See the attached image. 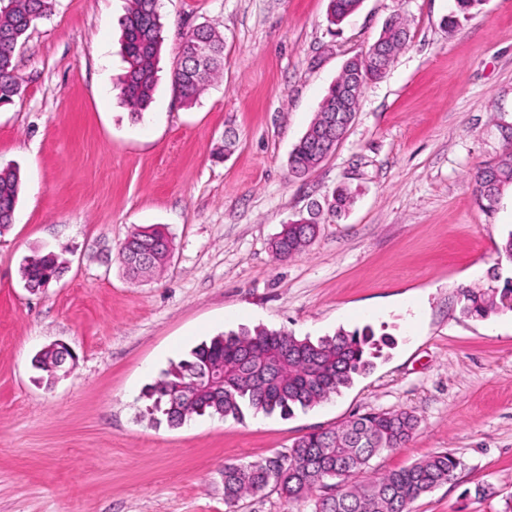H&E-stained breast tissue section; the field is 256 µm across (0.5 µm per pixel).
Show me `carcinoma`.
<instances>
[{
    "instance_id": "carcinoma-1",
    "label": "carcinoma",
    "mask_w": 512,
    "mask_h": 512,
    "mask_svg": "<svg viewBox=\"0 0 512 512\" xmlns=\"http://www.w3.org/2000/svg\"><path fill=\"white\" fill-rule=\"evenodd\" d=\"M123 50L127 69L120 96L132 113L142 114L153 99L156 62L164 43V25L159 0H128ZM363 0H330L329 22L340 25L362 5ZM55 0H0V106L14 103L20 86L14 74L15 59L28 30L49 16ZM409 40L408 26L400 17L390 21L375 41L392 63ZM224 69V37L209 26L186 34L179 47V62L172 86L180 102L195 105ZM364 83L385 76L378 67H367L357 57L348 59L330 85L314 120L289 158L291 172L302 176L318 166L336 147V137L326 134L329 115L336 106V92L353 74ZM502 154L479 169L475 195L486 211L493 210L501 193L512 187V137L503 136ZM20 192L19 170L0 167V227L12 221ZM354 192L340 185L325 204L313 203L307 215L283 225L271 244L280 259L304 251L315 238L323 212L336 217L348 211ZM133 240L121 251L127 271L140 276L161 267L160 258L145 263L138 259L152 242L164 238V230L151 225L131 234ZM53 268L43 254L24 262L21 276L36 280ZM462 314L485 318L502 309H512V280L503 288H466L462 291ZM394 345L386 333L366 325L352 332L339 329L317 341L300 339L286 330L265 326L241 327L203 342L189 356L171 364L148 387L143 397L150 401L149 414H161L168 425L184 424L195 416L240 419L244 411L290 418L330 399L356 379L368 375L384 350ZM56 351L46 350L34 359L41 379L52 383L50 367ZM213 369L224 371V386L209 384ZM417 416L407 410L370 411L345 423L309 432L300 437L287 455L248 463L224 464V504L236 512L246 497L271 487L288 502L319 493L315 512H409L410 505L436 487L456 477L460 461L450 452H437L404 467L385 471L364 482L356 477L370 467L373 458L401 449L418 428Z\"/></svg>"
}]
</instances>
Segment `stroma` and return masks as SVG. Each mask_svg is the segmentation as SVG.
<instances>
[{"label":"stroma","instance_id":"stroma-1","mask_svg":"<svg viewBox=\"0 0 512 512\" xmlns=\"http://www.w3.org/2000/svg\"><path fill=\"white\" fill-rule=\"evenodd\" d=\"M329 0H160L165 44L150 107L119 98L128 0H55L15 59L22 94L0 108V167L19 168L0 229V512H226L224 465L288 453L304 434L367 411L419 427L369 476L450 451L452 483L411 512L512 504V310L461 314L465 288L512 278L499 247L512 190L479 207L472 177L512 125V0L446 20L454 0H364L341 27ZM395 14L410 40L366 85L335 151L288 165L344 61ZM224 36V75L197 104L171 89L182 36ZM360 194L302 254L270 241L340 183ZM172 240L167 264L130 279L119 252L142 225ZM60 255L30 292L20 266ZM371 325L396 340L374 370L291 418L246 412L152 421L143 392L201 342L265 325L318 339ZM62 342L73 370L39 382L32 356ZM490 486L491 498L475 488Z\"/></svg>","mask_w":512,"mask_h":512}]
</instances>
